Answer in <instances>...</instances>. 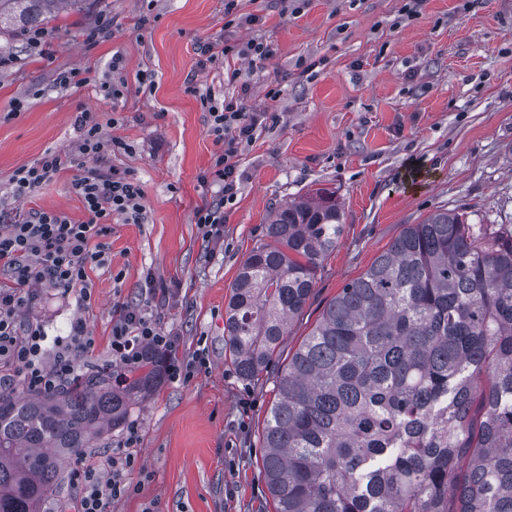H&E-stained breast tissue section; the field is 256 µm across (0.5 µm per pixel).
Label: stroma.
I'll use <instances>...</instances> for the list:
<instances>
[{"label": "stroma", "mask_w": 512, "mask_h": 512, "mask_svg": "<svg viewBox=\"0 0 512 512\" xmlns=\"http://www.w3.org/2000/svg\"><path fill=\"white\" fill-rule=\"evenodd\" d=\"M406 2L237 0L229 27L225 0H93L88 13L45 22V54L0 72V225L34 210L84 219L71 188L83 167H65L21 197L11 176L46 151L75 149L77 116L87 109L115 118L103 135L121 147L107 163L144 191L140 223L112 220L109 265L91 273L92 307L80 305L77 290L43 287L24 319L61 338L83 317L98 343L90 360L104 365L114 310L137 305L177 335L178 357L197 362L193 376L165 377L126 425L84 452L87 463L104 465L129 427L138 430L128 492L112 512H272L259 435L277 373L326 304L402 228L434 211L512 224V0H426L416 17L403 13ZM101 24L106 32L87 45L85 31ZM215 39L238 47L258 39L273 55L257 66L241 57L202 65L201 48ZM71 70L84 84L59 87ZM107 80L121 96L105 94ZM274 86L281 94L272 101L265 93ZM210 88L276 116L241 149L220 245L195 219L212 197L202 177L224 150L200 101ZM318 188L335 191L344 233L278 361L243 382L224 355L230 286L271 214Z\"/></svg>", "instance_id": "1"}]
</instances>
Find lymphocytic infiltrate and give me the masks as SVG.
I'll use <instances>...</instances> for the list:
<instances>
[{
    "mask_svg": "<svg viewBox=\"0 0 512 512\" xmlns=\"http://www.w3.org/2000/svg\"><path fill=\"white\" fill-rule=\"evenodd\" d=\"M210 117V130L224 140L207 174L215 187L211 203L196 212V222L213 243L224 239V206L237 190L240 146L252 142L268 121L264 112L245 111L238 100L207 90L200 97ZM81 136L76 147L79 158L104 159L113 143L102 134L99 113L86 110L78 118ZM64 164L61 154L46 153L36 163L17 169L12 182L16 196H23L56 174ZM85 217L73 220L61 211L38 210L23 214L10 224L0 225V270L7 275L0 282V386L30 392H50L60 387L81 368L84 356L96 349L83 319H75L65 339L46 347L47 335L41 325L23 321L24 310L35 298L34 286L78 289L83 306L94 301L90 273L107 264L102 242L111 229L113 216L136 224L142 218L144 196L141 185L99 167L74 180ZM175 334L163 331L139 307L115 310L109 339L114 364L136 366L145 348L174 353ZM135 457L124 450L113 452L105 467L76 461L72 479L79 487L78 512H108L112 501L126 492V475Z\"/></svg>",
    "mask_w": 512,
    "mask_h": 512,
    "instance_id": "lymphocytic-infiltrate-1",
    "label": "lymphocytic infiltrate"
}]
</instances>
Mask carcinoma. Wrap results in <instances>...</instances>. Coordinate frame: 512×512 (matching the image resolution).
I'll use <instances>...</instances> for the list:
<instances>
[{"mask_svg":"<svg viewBox=\"0 0 512 512\" xmlns=\"http://www.w3.org/2000/svg\"><path fill=\"white\" fill-rule=\"evenodd\" d=\"M95 0H0V29ZM344 232L336 192L280 206L230 287L224 350L270 365ZM167 357L0 391V512H42L63 461L112 435ZM262 430L274 512H512V225L437 210L346 283L288 357Z\"/></svg>","mask_w":512,"mask_h":512,"instance_id":"carcinoma-1","label":"carcinoma"}]
</instances>
